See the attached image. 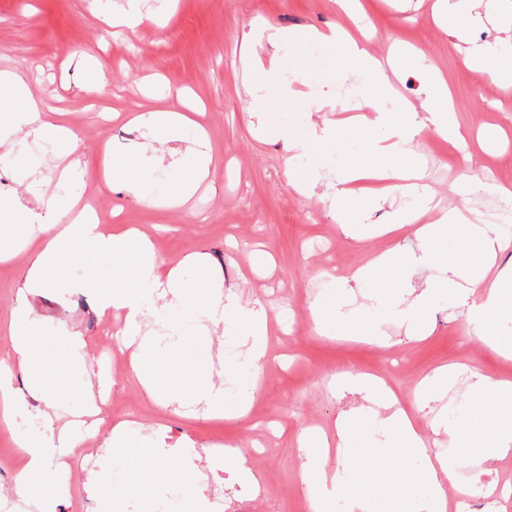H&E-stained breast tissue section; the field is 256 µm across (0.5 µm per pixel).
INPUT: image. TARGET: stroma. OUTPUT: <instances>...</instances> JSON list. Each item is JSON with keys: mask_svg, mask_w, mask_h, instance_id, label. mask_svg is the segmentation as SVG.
Wrapping results in <instances>:
<instances>
[{"mask_svg": "<svg viewBox=\"0 0 512 512\" xmlns=\"http://www.w3.org/2000/svg\"><path fill=\"white\" fill-rule=\"evenodd\" d=\"M457 3L355 0L347 11L337 0H169L160 10L155 0H144L142 23L116 32L98 11L96 0H0V70L21 76L43 101L47 120L77 135L81 200L98 206L101 224L110 231L136 227L170 264L193 253L210 254L220 265L225 289L243 293L268 318H275L285 302L296 307L300 317L295 332L272 329L269 360L256 379L254 403L274 419L269 436L235 419L154 401L137 379L131 352L117 354L109 373V395L98 403L99 437L83 448L95 461L98 482H105L108 471L117 467L101 440L121 423L140 427L142 438L154 448L155 463L167 471L181 469L179 448L186 444L193 447L196 466L205 468L212 443L247 448L261 442L264 458L251 483L238 484L222 470L207 471L208 487L224 495V512H308L299 441L310 428L335 441L336 417L346 405L333 386L336 371L381 372L400 405L413 410L426 447L440 449L447 448L448 437L434 434L432 421L441 404L432 401L417 409V382L443 365L505 378V357L474 336L463 317L449 316L444 309L428 313V330L418 338H406L396 324L385 325L391 341L387 347L318 335L310 306L321 292L323 274L351 280L376 253L398 244L415 247L413 229L405 226L361 241L342 233L329 216L324 186L303 194L290 183L288 156L279 141L259 131L244 80V61L266 68L271 54L246 45L242 37L267 26L325 32L347 27L390 71L396 99L414 104L424 96L423 77L409 66L394 71L389 51L397 46L423 56L445 75L466 135L464 142L451 143L426 129L418 138L424 183L439 203L422 221L432 223L442 208L466 204L475 222L498 223L499 194L489 190L471 197L467 188L471 175L489 170L496 182L512 190V86L470 68L459 40L445 32L441 11H448L451 24L465 21ZM331 56L330 48L311 45L300 55L282 57L285 75L296 72L300 79L289 96L275 89L268 93L270 111L296 134L326 121L342 130L337 147L317 157L327 171L340 169L360 146L346 135L350 117L370 114L357 107L366 76L352 75L344 87H337L325 76ZM99 76L107 81L104 93H89ZM317 100L323 101L322 109L314 108ZM149 111L185 113L193 129L205 131L209 138L212 174L179 207L138 201L121 185L106 181L113 155L141 139L130 117ZM27 152L37 161L34 184L19 182L11 162L0 159V177L10 184L0 197L11 200L16 209L36 211L52 196L65 193L64 162L58 147L48 142L29 140ZM40 248L37 237L22 249L10 240L0 242V250L13 255L10 263L0 264V359L12 352L10 324L17 290ZM256 249L271 255L269 265L252 267ZM33 306L53 358L66 354L58 336L70 330L82 334L84 377L89 386H96V353L122 327L123 313L100 315L90 296L53 290L35 297ZM12 385L26 406L13 423L0 421V453L14 458L13 468L0 469V512H17L14 484L24 461L17 455L14 433L32 430L43 407L42 401L30 397L22 373L14 374Z\"/></svg>", "mask_w": 512, "mask_h": 512, "instance_id": "stroma-1", "label": "stroma"}]
</instances>
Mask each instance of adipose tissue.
<instances>
[{
  "label": "adipose tissue",
  "instance_id": "ef3b65f1",
  "mask_svg": "<svg viewBox=\"0 0 512 512\" xmlns=\"http://www.w3.org/2000/svg\"><path fill=\"white\" fill-rule=\"evenodd\" d=\"M267 39L282 54L309 42L328 44L334 50V69L339 76L362 73L368 78L362 99L373 112L370 125L376 138L363 139L360 151L348 158L342 170L296 181V188L306 193L317 183H326L334 221L360 240L373 232L366 223L372 206L396 194L413 199L412 206L398 212L394 221L414 225L416 251L396 247L358 270L355 283L369 288L365 304L354 305L346 285L329 283L312 306L316 332L330 337L358 336L384 345L388 342L385 324L399 323L408 335L418 337L428 329V311L444 307L463 313L474 335L492 348L512 354V263L502 267L492 282H485L482 275L483 268L506 247L498 226L472 223L458 208L444 211L439 223L420 221L436 202L419 187L421 167L414 142L428 126L445 139H465L440 73L424 60H415L424 78L425 97L421 105L414 106L393 99L387 73L357 41L341 32L278 29L268 33ZM467 60L472 66L490 70L499 81H512L510 39L472 47ZM255 81L250 110L264 116L267 133L281 141L289 170L312 159L317 150L335 145L339 139L335 124H324L320 131L300 138L269 112L265 88L290 87L279 64L259 69ZM0 101L13 105L7 119L0 121V146L6 147V156L20 181L30 179L34 165L24 149L25 137L62 144L69 153L76 150L72 132L47 121L42 102L8 71H0ZM423 111L428 114L424 120L419 117ZM135 123L143 141L131 148L130 158L113 159V181L137 199L182 205L210 175L206 142L195 139L173 175L163 178L159 158L149 153L148 147H163L185 137L187 117L178 112H143ZM367 178L379 181L378 192L360 205H347V184ZM77 201L74 195L60 196L38 214L19 211L8 200L0 199V239H43L14 308L12 355L0 361V417L10 418L21 407L11 385L17 369L26 374L31 393L44 403L40 413L43 431H20L15 436L24 466L14 492L35 512H56L67 481L65 469L51 467V459L63 449L84 443L83 436L71 432L56 411L60 383L69 381L80 390L86 383L74 371L84 346L82 335L72 332L63 336L70 357L52 360L44 348L30 296L61 288L72 294L92 295L99 311L123 310L122 335L139 340L140 380L149 394L165 405H194L228 419L245 417L253 404V394L246 385L256 377L267 353L269 324L265 313L225 290L208 254L196 253L176 264H165L147 237L134 230L106 232L97 215L76 211ZM104 259L111 262L106 271L100 267ZM71 260L77 262V269L68 268ZM415 265L438 269L439 274L422 287H405L406 274ZM151 324L165 329L167 342L143 334V327ZM216 336L231 337L244 347L245 362L227 359L222 366H215L211 346ZM220 369L232 376L238 392L215 383L214 375ZM469 379L466 402L443 421L448 448L435 453L425 448L410 414L384 379L361 374L339 378L338 387L358 394L364 406L342 413L336 421L338 447L352 460L349 468L327 475L323 468L326 440L313 432L302 439L304 481L312 512H334L340 503L348 512H446L445 484L456 479L462 468L512 455V381L476 370ZM108 445L114 456L125 460L128 480L107 490L87 479L85 490L99 501V512H113L115 502L132 494L154 498L152 484L143 477L152 449L127 433L122 424L113 428Z\"/></svg>",
  "mask_w": 512,
  "mask_h": 512
}]
</instances>
